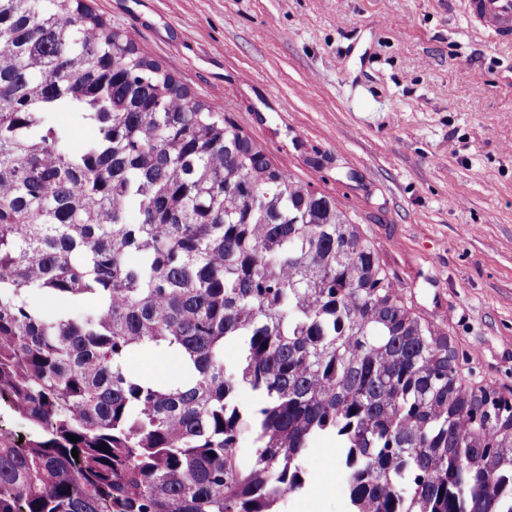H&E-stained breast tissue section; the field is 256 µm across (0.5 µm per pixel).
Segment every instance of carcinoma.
Wrapping results in <instances>:
<instances>
[{
	"label": "carcinoma",
	"mask_w": 512,
	"mask_h": 512,
	"mask_svg": "<svg viewBox=\"0 0 512 512\" xmlns=\"http://www.w3.org/2000/svg\"><path fill=\"white\" fill-rule=\"evenodd\" d=\"M144 350L173 373L123 370ZM2 401L34 435L0 438V512H283L324 435L349 512H512V403L332 197L85 0H0Z\"/></svg>",
	"instance_id": "1"
}]
</instances>
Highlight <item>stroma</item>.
Masks as SVG:
<instances>
[{
  "mask_svg": "<svg viewBox=\"0 0 512 512\" xmlns=\"http://www.w3.org/2000/svg\"><path fill=\"white\" fill-rule=\"evenodd\" d=\"M272 163L336 199L464 382L512 400V44L460 0H89ZM338 442L285 512H348Z\"/></svg>",
  "mask_w": 512,
  "mask_h": 512,
  "instance_id": "1",
  "label": "stroma"
}]
</instances>
